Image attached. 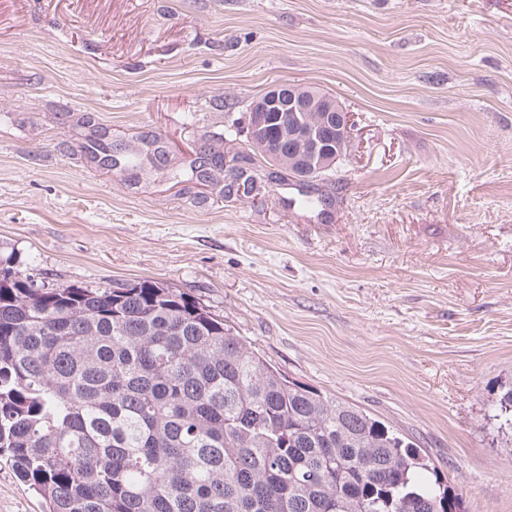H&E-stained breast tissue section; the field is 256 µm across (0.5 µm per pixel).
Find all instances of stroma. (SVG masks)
I'll use <instances>...</instances> for the list:
<instances>
[{
    "label": "stroma",
    "mask_w": 512,
    "mask_h": 512,
    "mask_svg": "<svg viewBox=\"0 0 512 512\" xmlns=\"http://www.w3.org/2000/svg\"><path fill=\"white\" fill-rule=\"evenodd\" d=\"M279 83L350 112L335 172L197 180ZM0 254L186 293L512 512V0H0ZM0 512H43L3 460Z\"/></svg>",
    "instance_id": "obj_1"
}]
</instances>
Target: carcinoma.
<instances>
[{
  "label": "carcinoma",
  "mask_w": 512,
  "mask_h": 512,
  "mask_svg": "<svg viewBox=\"0 0 512 512\" xmlns=\"http://www.w3.org/2000/svg\"><path fill=\"white\" fill-rule=\"evenodd\" d=\"M512 428V387L497 404ZM0 456L45 512H455L414 444L269 367L184 293L0 256Z\"/></svg>",
  "instance_id": "carcinoma-1"
}]
</instances>
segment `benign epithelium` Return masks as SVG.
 <instances>
[{"mask_svg":"<svg viewBox=\"0 0 512 512\" xmlns=\"http://www.w3.org/2000/svg\"><path fill=\"white\" fill-rule=\"evenodd\" d=\"M288 112V121L282 120ZM349 113L319 93L285 84L267 89L247 113L248 147L260 152L278 173L309 183L324 176L338 161L336 141L350 139Z\"/></svg>","mask_w":512,"mask_h":512,"instance_id":"obj_1","label":"benign epithelium"}]
</instances>
